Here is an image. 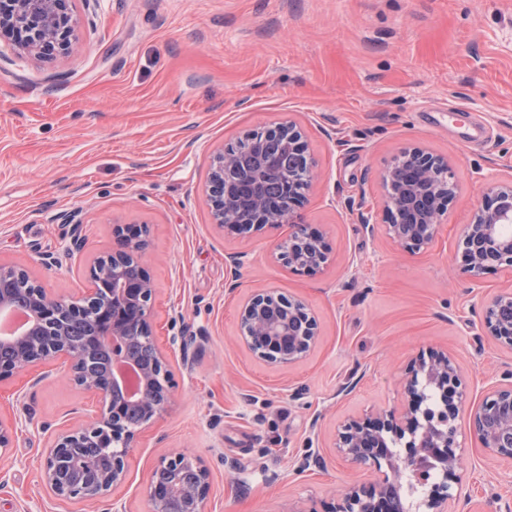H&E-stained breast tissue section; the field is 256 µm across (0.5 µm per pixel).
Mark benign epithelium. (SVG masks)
<instances>
[{
	"instance_id": "7a95c632",
	"label": "benign epithelium",
	"mask_w": 512,
	"mask_h": 512,
	"mask_svg": "<svg viewBox=\"0 0 512 512\" xmlns=\"http://www.w3.org/2000/svg\"><path fill=\"white\" fill-rule=\"evenodd\" d=\"M76 0H0V37L17 57L30 61L66 56L78 37ZM256 133L296 151L304 165L288 175L280 200L243 196L246 184H260L268 162L250 167L224 150L213 159L208 177L212 223L240 238L271 224H286L288 238L277 245L279 260L294 272L316 275L328 265L327 236L301 224L306 192L318 179L301 129L287 120L271 122ZM386 233L404 252L432 247L457 196L451 161L420 147L402 151L381 175ZM356 219L375 230L372 208L360 201ZM148 234L141 224L112 225V250L84 265L87 288L78 299L58 296L27 269L0 263V318L17 313L27 329L0 337V382L29 368L58 362L69 382L94 396L95 416L77 419L47 448L42 480L59 500L97 503L125 484L126 459L137 436L162 417L172 403L170 355L154 339V283L143 261ZM457 257L464 273L478 280L512 269V180L490 179L462 226ZM486 336L512 349V290L480 297L472 305ZM244 346L269 365L290 367L307 357L319 341V326L299 298L267 288L253 293L240 311ZM473 388L461 376L454 355L430 350L404 370L399 402L376 417H349L337 429L334 448L350 464L372 469L369 485L342 489L334 512H410L406 476L429 487L418 504L422 512H448L453 493L448 478L458 477L462 438L475 437L487 457L512 462V370L482 384L467 424L461 410ZM19 422L0 420V448H12ZM211 475L203 461L178 453L161 458L141 493L148 512H208Z\"/></svg>"
}]
</instances>
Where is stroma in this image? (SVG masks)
<instances>
[{
	"instance_id": "1",
	"label": "stroma",
	"mask_w": 512,
	"mask_h": 512,
	"mask_svg": "<svg viewBox=\"0 0 512 512\" xmlns=\"http://www.w3.org/2000/svg\"><path fill=\"white\" fill-rule=\"evenodd\" d=\"M78 15L67 57L32 63L0 41V263L70 297L81 269L34 262L76 230L57 214L80 212L88 260L111 249L113 224L149 228L156 341L192 342L188 364L171 358V408L141 433L130 481L112 494L124 512H146L141 486L178 452L209 468V512L294 501L329 512L337 489L372 479L337 455V425L391 406L411 358L450 350L478 383L512 368V350L471 310L477 293L512 289V273L477 285L452 274L485 177H512V0H91ZM274 120L302 128L323 173L301 210L332 245L315 276L277 259L287 226L241 239L211 219L214 153ZM415 146L451 160L459 193L436 244L405 255L347 204L367 201L383 219L380 176ZM242 250L231 277L226 258ZM262 288L305 300L319 321L317 347L287 369L238 341L239 308ZM95 409L56 366L0 385V420L33 417L0 450V512H106L58 501L40 480L67 419ZM460 475L472 497L461 512L512 497V467L474 439Z\"/></svg>"
}]
</instances>
